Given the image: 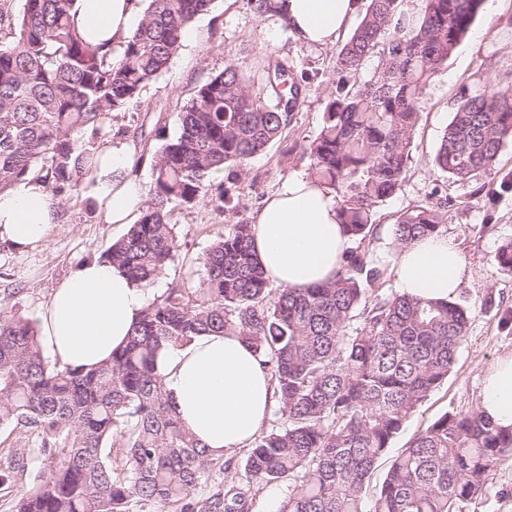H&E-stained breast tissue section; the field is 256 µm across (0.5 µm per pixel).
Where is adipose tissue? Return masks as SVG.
Here are the masks:
<instances>
[{
    "instance_id": "ef3b65f1",
    "label": "adipose tissue",
    "mask_w": 512,
    "mask_h": 512,
    "mask_svg": "<svg viewBox=\"0 0 512 512\" xmlns=\"http://www.w3.org/2000/svg\"><path fill=\"white\" fill-rule=\"evenodd\" d=\"M289 33L299 42L335 43L358 10V0H279ZM87 39L124 41L141 16L136 0H71ZM85 182L105 223L131 224L143 201L135 181L120 179L132 157L123 145H105ZM57 207L46 185L27 177L0 194V240L23 250L47 238ZM255 252L270 280L307 288L331 279L351 246L333 193L312 178L285 179L254 216ZM400 292L423 299L456 294L465 276L455 241L433 234L404 247L394 266ZM146 289L117 267L92 259L77 265L32 317L44 350L71 367H93L125 342L146 305ZM169 401L183 425L213 456L244 447L262 428L273 384L241 337L202 333L167 348L158 360ZM481 408L494 423L512 426V354L499 358L485 379Z\"/></svg>"
}]
</instances>
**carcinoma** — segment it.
Returning <instances> with one entry per match:
<instances>
[{"instance_id":"obj_1","label":"carcinoma","mask_w":512,"mask_h":512,"mask_svg":"<svg viewBox=\"0 0 512 512\" xmlns=\"http://www.w3.org/2000/svg\"><path fill=\"white\" fill-rule=\"evenodd\" d=\"M70 2L0 0V194L35 173L54 198L76 190L107 117L137 102L214 0H146L118 45L90 43ZM484 5L367 0L337 54L320 131L302 148L353 243L328 282L274 286L253 250L254 225L242 220L206 250L200 285L154 298L128 342L94 369L50 363L34 324L0 313V429L34 436L26 456L0 450L29 474L11 512H251L254 488L284 482L277 512H463L489 496L497 469L512 466V427L479 410L447 412L391 460L365 506L391 439L453 370L469 312L452 297L379 289L386 267L360 249L376 207L403 181L427 84ZM301 92L279 59L258 90L232 63L199 86L178 134L156 151L150 199L104 261L142 287L153 283L178 249L170 206L197 203L212 175L280 139ZM511 140L512 94L488 84L457 104L433 163L457 181L487 176ZM444 208L404 213L392 248L438 232ZM495 259L512 273L511 240ZM202 332H232L253 348L277 415L248 444L246 483L226 478L206 498L198 490L234 468V456L210 455L180 424L158 369L164 349Z\"/></svg>"}]
</instances>
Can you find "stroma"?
Here are the masks:
<instances>
[{
  "mask_svg": "<svg viewBox=\"0 0 512 512\" xmlns=\"http://www.w3.org/2000/svg\"><path fill=\"white\" fill-rule=\"evenodd\" d=\"M188 32L167 69L143 88L136 103L112 113L96 140L100 146L126 145L134 156L127 174L143 187L151 185L160 136L176 134L183 104L226 64L235 63L258 78L270 61L287 60L302 93L279 140L244 167L214 175V183L233 196L237 213L222 212L207 200L173 208L170 221L179 247L152 285L155 295L183 283L199 284L200 259L226 225L251 220L284 179L307 174L301 147L317 135L325 104L336 89L337 47L296 41L278 18L257 15L250 0H214ZM489 83L512 89V0L484 7L469 35L427 85L404 180L375 216L377 225L390 226L407 211L448 199L439 231L453 238L463 254L467 272L456 299L470 311L467 339L454 369L392 439L389 457L444 413L479 408L488 369L497 358L512 354V274L500 271L494 260L501 242L512 238V143L503 148L494 174L469 182L448 178L432 166L457 102ZM57 209L58 222L46 241L22 251L0 241L1 312L24 318L43 307L78 263L102 258L126 231L105 223L97 206L80 192L58 201Z\"/></svg>",
  "mask_w": 512,
  "mask_h": 512,
  "instance_id": "35a3bbf8",
  "label": "stroma"
}]
</instances>
